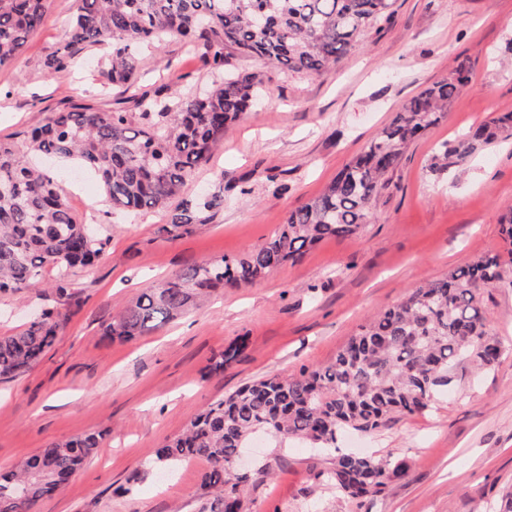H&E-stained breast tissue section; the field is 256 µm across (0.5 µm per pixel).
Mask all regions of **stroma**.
<instances>
[{"label":"stroma","mask_w":512,"mask_h":512,"mask_svg":"<svg viewBox=\"0 0 512 512\" xmlns=\"http://www.w3.org/2000/svg\"><path fill=\"white\" fill-rule=\"evenodd\" d=\"M75 0H48L24 50L0 68V137L38 124L46 110L98 101V53L48 77L42 60L60 42ZM467 87L447 115L411 144L378 196L372 223L329 238L252 285L214 295L132 343L100 332L142 289L195 262L239 255L269 240L289 211L321 194L406 100L458 64ZM257 74L259 102L231 126L185 193L224 182V210L170 241L164 212H114L96 180L71 186L56 173L84 223L110 228L98 265L76 271L75 300L53 348L24 375L0 383V471L48 443L101 436L91 461L40 512H198L203 464L171 474L152 468L155 451L210 402L264 376L325 365L379 310L464 262L506 249L500 219L512 209V136L436 174L432 156L473 127L512 112V0H397L338 62L315 75L237 57ZM199 56L171 37L142 53L137 92L202 86ZM42 294H0V336L52 304L54 272ZM487 331L504 352L481 376L459 366L432 411L392 419L379 432H342L336 445L407 459V475L359 505L323 483L330 458L300 443L262 437L245 449L253 475L251 512H487L512 487V283L485 296ZM245 350L223 371L208 366L237 342Z\"/></svg>","instance_id":"1"}]
</instances>
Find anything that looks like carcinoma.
Segmentation results:
<instances>
[{
	"instance_id": "obj_1",
	"label": "carcinoma",
	"mask_w": 512,
	"mask_h": 512,
	"mask_svg": "<svg viewBox=\"0 0 512 512\" xmlns=\"http://www.w3.org/2000/svg\"><path fill=\"white\" fill-rule=\"evenodd\" d=\"M47 0H0V67L11 63L41 26ZM59 45L43 60L48 75L102 49L103 84L115 101H73L46 112L30 130L0 138V293L36 290L55 271L57 301L24 329L0 336V379L32 368L52 348L68 318L74 270L92 265L106 240L80 223L56 174L29 155L72 160L99 179L112 209L163 210L169 240L194 232L224 210V182L192 199L181 197L193 172L207 165L230 124L253 105L259 81L233 69L238 54L282 70L321 74L393 15L394 0H75ZM201 58L210 84L186 93L178 84L150 96L130 93L140 50L171 35ZM468 82L466 66L404 102L359 155L316 198L288 212L275 235L241 255L193 263L157 288L139 293L102 331V340L134 342L158 330L218 289L240 287L329 237L355 235L371 222L375 201L406 148L445 117ZM512 131V113L491 119L453 146L443 145L430 168L444 171L478 147ZM508 259L486 256L412 289L375 314L326 365L247 383L197 412L186 430L155 452L162 466L203 460L200 512H249L250 478L233 461L258 432L282 443L336 445L345 428L372 433L396 415L423 414L460 364L492 366L501 343L486 330L483 299L512 278V210L502 219ZM222 352L213 371L237 357ZM100 434L54 441L0 473V512H38L94 456ZM408 472L404 458L336 452L325 482L363 503Z\"/></svg>"
}]
</instances>
